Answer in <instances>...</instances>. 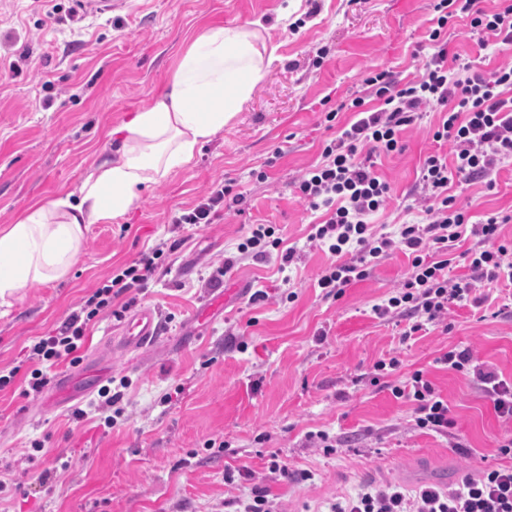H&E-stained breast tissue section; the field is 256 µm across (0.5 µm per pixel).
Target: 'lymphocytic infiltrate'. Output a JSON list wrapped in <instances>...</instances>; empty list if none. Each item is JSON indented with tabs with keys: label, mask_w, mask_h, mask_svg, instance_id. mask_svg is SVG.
Masks as SVG:
<instances>
[{
	"label": "lymphocytic infiltrate",
	"mask_w": 512,
	"mask_h": 512,
	"mask_svg": "<svg viewBox=\"0 0 512 512\" xmlns=\"http://www.w3.org/2000/svg\"><path fill=\"white\" fill-rule=\"evenodd\" d=\"M433 9L428 31L432 54L423 67L403 84L389 71H368L363 94L344 105L352 119L324 143L320 163L296 186L311 210L324 212L308 242L327 248L335 258L320 274L318 287L342 296L345 288L367 277L372 263L390 251H402L410 260V272L378 312L385 315L394 309L412 318L414 333L439 322L449 303L482 304L480 288L502 279L512 281V262L507 259L512 244L500 238L502 225L512 223V213L476 218L471 202L449 192L457 179L494 189L495 175L512 165V63L492 67L449 53L444 37L449 17L460 14L468 19L480 50L511 45L512 0L494 11L479 7L478 0H436ZM431 110L439 113L432 129L438 150L419 167L411 203L418 214L393 232L375 234L370 218L390 199L391 186L375 174L372 158L402 151V131ZM466 236L474 240L461 254L469 274L452 283L448 256ZM273 249L280 251L283 263L292 262L294 249L284 248L282 239L265 224L252 225L237 246L243 257L263 258ZM164 254L163 245H156L112 276L31 347L32 357L78 363L86 326L107 310L121 317V310L112 307L114 300L142 291ZM440 362L455 371H473L497 416L512 419V381L483 369L466 347L449 348ZM392 392L413 402L418 428L437 433L453 428L447 402L437 396L422 371H414ZM331 512H512V466L486 468L446 487L424 484L409 490L380 481L332 504Z\"/></svg>",
	"instance_id": "lymphocytic-infiltrate-1"
}]
</instances>
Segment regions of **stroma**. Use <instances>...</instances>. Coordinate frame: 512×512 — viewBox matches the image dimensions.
I'll use <instances>...</instances> for the list:
<instances>
[{
    "label": "stroma",
    "mask_w": 512,
    "mask_h": 512,
    "mask_svg": "<svg viewBox=\"0 0 512 512\" xmlns=\"http://www.w3.org/2000/svg\"><path fill=\"white\" fill-rule=\"evenodd\" d=\"M127 0L112 14L75 16L71 0H0V228L29 204L75 190L109 133L169 80L203 25L271 22L275 58L235 119L196 159L148 189L124 217L90 225L65 279L27 289L0 305V369H17L0 389V512H239L253 484L268 487L279 512H329L364 485L386 480L414 488L445 486L465 473L510 466L498 440L512 437L472 375L438 364L448 347H470L480 364L512 379V282L482 288L481 305H453L445 322L410 333L408 317L379 315L410 270L402 252L373 263L343 296L319 288L332 257L307 241L314 212L297 180L319 159L339 104L371 69L404 78L420 68L434 0ZM336 111L335 123L326 115ZM430 112L402 133L405 149L375 157L391 197L371 219L375 233L405 220V197L435 147ZM266 172V180L255 177ZM232 181L233 199L211 224H177L215 183ZM475 215L512 210V166L494 189L457 183ZM274 228L297 249L288 267L277 256L239 258L251 225ZM173 244L153 280L127 307L151 306L164 325L154 347L112 354L113 379H125L123 413L112 427L91 415L94 395L53 401L28 392L38 360L34 341L83 298L134 265L160 242ZM234 266L211 278L224 259ZM267 292L251 303L238 285ZM222 310L198 321L214 290ZM118 321L99 316L85 331L81 361L61 360L47 378L77 375L99 362L100 344ZM398 366H391V359ZM422 370L447 401L449 433L416 427L413 405L393 385ZM88 411L79 420L76 410ZM326 433L330 447L313 435ZM287 463L278 480L271 461ZM247 467L251 479L224 480Z\"/></svg>",
    "instance_id": "1"
}]
</instances>
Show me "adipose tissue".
<instances>
[{
	"label": "adipose tissue",
	"mask_w": 512,
	"mask_h": 512,
	"mask_svg": "<svg viewBox=\"0 0 512 512\" xmlns=\"http://www.w3.org/2000/svg\"><path fill=\"white\" fill-rule=\"evenodd\" d=\"M262 19L202 27L165 88L113 128L111 159L75 191L28 206L0 229V305L64 279L90 225L123 217L151 186L190 165L240 112L274 57Z\"/></svg>",
	"instance_id": "ef3b65f1"
}]
</instances>
